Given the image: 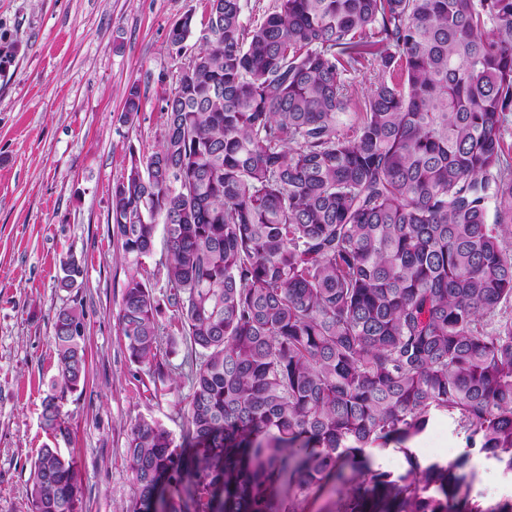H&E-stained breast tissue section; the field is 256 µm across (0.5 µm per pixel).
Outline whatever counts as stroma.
<instances>
[{"mask_svg":"<svg viewBox=\"0 0 512 512\" xmlns=\"http://www.w3.org/2000/svg\"><path fill=\"white\" fill-rule=\"evenodd\" d=\"M204 0H0V512H28L31 466L50 437L42 400L56 375L53 317L82 304L87 376L67 395L71 422L61 450L73 456L81 512H125L134 483L125 464L138 418L180 436L191 392L189 341L172 309L162 336H176L170 379L154 381L131 363L119 331L131 273L151 279L167 257L164 235L139 270L123 260L108 225L112 186L130 152H154L163 132L162 100L186 61L168 43L171 24ZM138 83L144 107L121 119L123 94ZM75 257L81 288L58 286L60 263ZM414 448L425 460L468 455L471 498L512 501V474L445 416L430 420Z\"/></svg>","mask_w":512,"mask_h":512,"instance_id":"obj_1","label":"stroma"}]
</instances>
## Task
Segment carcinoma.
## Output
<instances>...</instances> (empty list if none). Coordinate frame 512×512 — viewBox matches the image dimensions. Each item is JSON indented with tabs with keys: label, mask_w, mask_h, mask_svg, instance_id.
<instances>
[{
	"label": "carcinoma",
	"mask_w": 512,
	"mask_h": 512,
	"mask_svg": "<svg viewBox=\"0 0 512 512\" xmlns=\"http://www.w3.org/2000/svg\"><path fill=\"white\" fill-rule=\"evenodd\" d=\"M201 46L163 99L164 132L129 152L108 223L156 272L195 366L181 441L132 424L126 512H298L331 480L341 512H512L469 498L468 455L423 463L408 444L434 416L512 473V0H275L246 26L210 0ZM171 25L178 51L193 35ZM377 73L351 132L346 76ZM143 109L138 83L123 113ZM59 287H81L74 257ZM163 306L127 280L118 325L153 379ZM84 312L53 321L57 376L44 429L86 379ZM394 442L407 468H372ZM29 512H79L76 464L57 447L30 471ZM167 257V245L166 240L163 234L162 227H159L157 236L154 241L153 252L152 254L145 258L144 264L138 268L136 272H138V276L144 278L145 280H149L152 284H155V293L158 297L162 298V294L165 293L166 288H164V282L160 279V281L156 285V279L153 277V271L157 270L159 263L164 262Z\"/></svg>",
	"instance_id": "obj_1"
}]
</instances>
